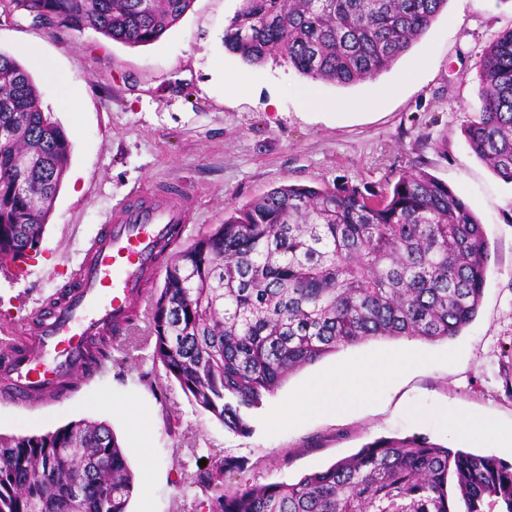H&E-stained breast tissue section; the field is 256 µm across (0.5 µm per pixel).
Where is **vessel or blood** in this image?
<instances>
[{"instance_id":"1","label":"vessel or blood","mask_w":512,"mask_h":512,"mask_svg":"<svg viewBox=\"0 0 512 512\" xmlns=\"http://www.w3.org/2000/svg\"><path fill=\"white\" fill-rule=\"evenodd\" d=\"M186 222L185 207L164 190L113 207L66 296L23 338L0 337V385L14 401L45 397L61 379L82 377L91 337L125 317L140 297L142 271L160 267L161 245L181 237Z\"/></svg>"}]
</instances>
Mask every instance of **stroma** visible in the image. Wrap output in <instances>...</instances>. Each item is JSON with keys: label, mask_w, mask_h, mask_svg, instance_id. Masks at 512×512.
<instances>
[{"label": "stroma", "mask_w": 512, "mask_h": 512, "mask_svg": "<svg viewBox=\"0 0 512 512\" xmlns=\"http://www.w3.org/2000/svg\"><path fill=\"white\" fill-rule=\"evenodd\" d=\"M238 0H193L154 44L128 46L92 30L52 31L0 13V52L27 67L70 139L69 168L43 243L21 276H0V325L48 310L77 273L112 207L130 190L167 189L187 206L190 242L235 207L283 184L380 190L424 170L448 184L483 224L491 258L475 320L450 341L371 340L340 348L293 373L255 410L241 436L198 411L153 360L143 302L112 359L79 394L49 407L0 397V433L43 434L82 418L111 426L135 476L129 512H208L195 482L201 463L243 459L233 485L292 482L377 439L431 442L512 464V184L470 149L464 128L479 100L483 49L512 29V0H448L411 51L376 78L342 86L318 80L323 111L309 109L306 78L281 59L244 64L224 47ZM36 52L59 74L48 81ZM81 95L71 110L66 89ZM414 353L415 366L376 398L331 418L291 417L288 401L318 374L372 358ZM117 403L148 425L130 433ZM497 426L478 437L473 423ZM150 472H143V460Z\"/></svg>", "instance_id": "obj_1"}]
</instances>
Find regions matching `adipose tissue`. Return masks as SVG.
Listing matches in <instances>:
<instances>
[{"label": "adipose tissue", "mask_w": 512, "mask_h": 512, "mask_svg": "<svg viewBox=\"0 0 512 512\" xmlns=\"http://www.w3.org/2000/svg\"><path fill=\"white\" fill-rule=\"evenodd\" d=\"M410 357L388 358L382 363L363 360L339 367L335 372L315 379L309 390L292 406L295 412L317 411L331 415L342 413L359 401L372 398L386 377L411 366Z\"/></svg>", "instance_id": "1"}]
</instances>
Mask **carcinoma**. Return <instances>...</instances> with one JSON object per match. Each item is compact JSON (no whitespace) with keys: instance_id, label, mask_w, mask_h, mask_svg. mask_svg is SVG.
I'll return each mask as SVG.
<instances>
[{"instance_id":"1","label":"carcinoma","mask_w":512,"mask_h":512,"mask_svg":"<svg viewBox=\"0 0 512 512\" xmlns=\"http://www.w3.org/2000/svg\"><path fill=\"white\" fill-rule=\"evenodd\" d=\"M448 0H238L224 48L247 65L274 52L300 75L338 85L373 79L408 53ZM192 0H0L46 28L115 42L157 41ZM472 151L512 183V30L479 60ZM72 143L44 112L29 71L0 52V257L37 251ZM166 251L150 328L154 359L229 431L295 371L339 348L383 338L449 340L476 317L490 249L483 224L448 185L404 172L378 194L344 184H284ZM126 325L88 351L112 358ZM243 461L201 470L210 512H512V465L422 435L377 439L293 483L240 488ZM134 477L112 429L72 421L44 434H0V512H127Z\"/></svg>"}]
</instances>
